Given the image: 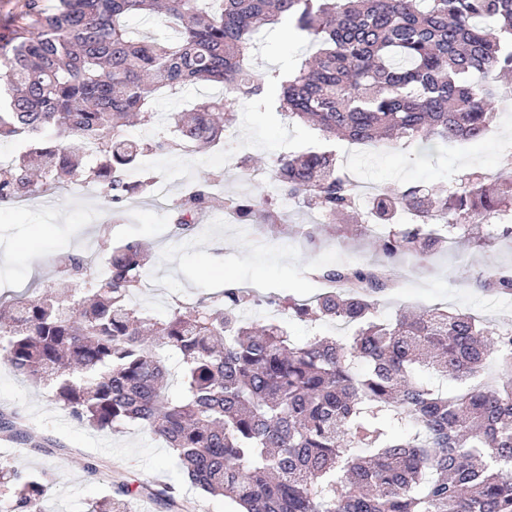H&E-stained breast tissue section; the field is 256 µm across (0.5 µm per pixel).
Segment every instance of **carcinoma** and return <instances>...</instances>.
Instances as JSON below:
<instances>
[{"label":"carcinoma","mask_w":512,"mask_h":512,"mask_svg":"<svg viewBox=\"0 0 512 512\" xmlns=\"http://www.w3.org/2000/svg\"><path fill=\"white\" fill-rule=\"evenodd\" d=\"M158 14L163 38L130 36V17ZM282 21L316 51L291 71L261 72L254 35ZM0 70V142L27 141L0 162V205L88 182L118 207L149 189V177L126 179L138 157L216 143L244 100L319 132L323 148L280 153L260 168L328 220L294 230L313 243L333 224L364 228L332 141L404 139L428 156L487 134L512 76V0H59L0 46ZM190 84H222L224 98L177 113L171 138L130 136L133 124H158V92ZM214 178L174 206L176 233L195 226L186 216L217 204L247 222L289 227L262 194L209 195ZM488 180L470 170L446 191L383 187L371 202L389 227L381 259H428L465 237L490 243L472 220L512 210V171L497 172L496 188ZM151 261L147 246L129 241L113 249L104 274L69 255L51 285L1 295L0 354L51 388L79 424L149 428L192 484L239 512H512L511 330L438 306L379 318L373 306L392 282L372 260L326 269L317 279L335 287L325 293L272 301L302 321L352 324L347 339L294 345L282 324L246 315L259 297L235 284L158 321L136 301ZM475 282L512 296V270L479 272ZM496 352L503 369L488 373ZM171 355L183 385L176 400L167 394ZM422 372L457 388L440 392L418 380ZM386 417L412 421L414 432L391 436ZM0 432L38 446L15 411L0 412ZM48 490L42 475L0 471L8 512H43ZM137 498L157 512H194L195 501L172 488L134 486L119 472L89 512H129Z\"/></svg>","instance_id":"carcinoma-1"}]
</instances>
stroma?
I'll return each instance as SVG.
<instances>
[{"label": "stroma", "instance_id": "stroma-1", "mask_svg": "<svg viewBox=\"0 0 512 512\" xmlns=\"http://www.w3.org/2000/svg\"><path fill=\"white\" fill-rule=\"evenodd\" d=\"M308 44L284 39L281 26L264 30L256 44L254 62L261 70L285 71L294 67ZM512 126V101H502L496 124L479 142H451L433 156H418L414 147L391 151L352 148L338 156L342 170L359 183L423 188L450 186L471 168L491 172L498 168V146L503 130ZM239 147L263 161L272 155L313 145L314 130L288 124L277 113L239 109L236 128ZM218 148L203 153L161 157L158 170L168 178L173 198H180L186 185L198 183L204 173L214 171ZM200 228L177 236L172 212L158 214L146 197L131 198L113 208L100 195L74 190L64 198L29 200L24 206L0 207V293H16L50 283L66 255H95L106 260L117 243L137 239L154 253L147 277L150 290L139 296L141 305L157 318H166L176 301L191 302L212 296L224 287L222 279L206 269L207 256L218 255L225 270L251 273L253 287L262 298L293 295L302 299L316 294L313 281L304 279L305 268L322 257L336 263L353 258H375L371 237L338 239L329 234L319 246L283 238L256 248L255 225L212 223L201 214ZM29 257L18 258L21 249ZM512 265V242L497 239L479 247L466 240L428 262L405 256L406 284L391 289L379 307L382 316H393L407 308L441 305L449 310L475 313L498 326L512 325V297L502 298L479 291L473 285L477 272ZM21 413L28 424L51 439L58 452L48 455L32 446L0 438V465L26 472L52 474L54 484L46 502L47 512H86L89 504L110 487V472L88 475L85 464L97 457L111 460L112 469L138 481L159 480L176 494L194 496L184 483L180 469L165 442L138 423L119 431L96 430L79 425L56 405L50 391L16 373L0 360V408Z\"/></svg>", "mask_w": 512, "mask_h": 512}]
</instances>
